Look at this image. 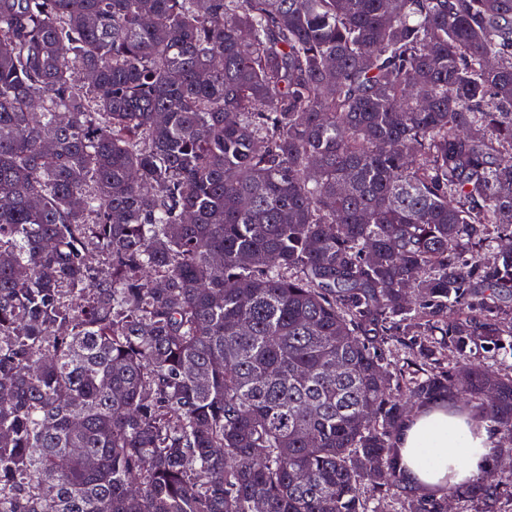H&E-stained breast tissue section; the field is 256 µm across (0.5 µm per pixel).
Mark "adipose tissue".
I'll return each instance as SVG.
<instances>
[{
  "mask_svg": "<svg viewBox=\"0 0 512 512\" xmlns=\"http://www.w3.org/2000/svg\"><path fill=\"white\" fill-rule=\"evenodd\" d=\"M400 448L411 477L429 484L439 483L451 470L457 481L473 479L494 454L489 430L472 431L465 420L441 407L415 415L401 432Z\"/></svg>",
  "mask_w": 512,
  "mask_h": 512,
  "instance_id": "adipose-tissue-1",
  "label": "adipose tissue"
}]
</instances>
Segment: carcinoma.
<instances>
[{
    "label": "carcinoma",
    "mask_w": 512,
    "mask_h": 512,
    "mask_svg": "<svg viewBox=\"0 0 512 512\" xmlns=\"http://www.w3.org/2000/svg\"><path fill=\"white\" fill-rule=\"evenodd\" d=\"M509 302L512 0H0V512H512ZM493 447L489 430L474 433L465 420L449 416L443 407L415 415L400 435L402 464L411 477L429 484H439L448 473V464L455 469L456 482L473 479L489 466ZM421 452L436 460L432 470L420 468L417 456Z\"/></svg>",
    "instance_id": "carcinoma-1"
}]
</instances>
